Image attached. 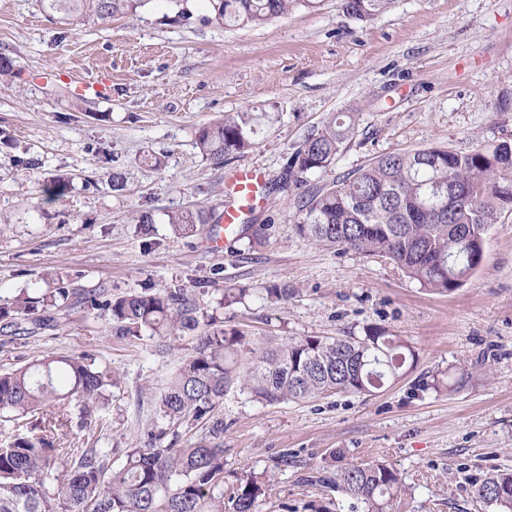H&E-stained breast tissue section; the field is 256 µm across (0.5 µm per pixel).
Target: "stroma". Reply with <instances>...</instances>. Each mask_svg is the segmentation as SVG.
Returning <instances> with one entry per match:
<instances>
[{
  "label": "stroma",
  "instance_id": "35a3bbf8",
  "mask_svg": "<svg viewBox=\"0 0 512 512\" xmlns=\"http://www.w3.org/2000/svg\"><path fill=\"white\" fill-rule=\"evenodd\" d=\"M188 6V23L170 0H150L76 25L39 0H0V55L16 69L0 78V298L45 287L51 273L116 297L207 280L243 289L220 316L246 349L383 328L417 360L379 390L266 403L230 385L214 412L227 481L254 471L269 487L262 512H302L321 496L304 477L340 448L397 469L405 512H496L471 488L512 470V211L489 226L473 277L444 294L384 259L301 237L292 216L300 195L380 156L512 142V0H396L363 22L319 0L254 29L204 24L205 0ZM239 112L252 113L256 141L216 166L195 132ZM344 112L358 125L335 162L283 189L295 150ZM240 167L262 170L267 192L233 240L214 244L205 224L173 230L170 212L223 214ZM115 170L126 176L119 191ZM145 211L155 217L147 236L135 222ZM283 285L288 301L268 302ZM196 341L188 331L125 342L74 308L55 330L0 335V372L46 355L109 364L120 385L98 445L118 465Z\"/></svg>",
  "mask_w": 512,
  "mask_h": 512
}]
</instances>
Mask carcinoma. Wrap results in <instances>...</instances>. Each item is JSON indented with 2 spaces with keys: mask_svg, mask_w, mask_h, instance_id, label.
Masks as SVG:
<instances>
[{
  "mask_svg": "<svg viewBox=\"0 0 512 512\" xmlns=\"http://www.w3.org/2000/svg\"><path fill=\"white\" fill-rule=\"evenodd\" d=\"M79 22H101L134 12L150 0H41ZM207 24L262 26L316 0H208ZM396 0H341L342 11L367 20L390 10ZM357 116L332 119L309 136L287 167L288 182L325 169L356 133ZM247 112L206 124L196 133L200 153L216 166L254 144ZM512 210V143L479 146L469 152L428 147L380 156L333 186L300 196L296 232L317 244L385 258L421 287L440 293L463 286L480 265L478 242L487 225ZM177 232L219 218L197 209L167 214ZM242 300L221 293L212 312L201 308L189 288H143L112 297L101 286L83 293L53 280L44 291L23 289L0 300V332L28 335L54 327L74 307L106 323L110 335L129 342L145 336H177L202 329L193 353L177 368L155 400L156 417L170 425L192 424L213 415L236 381L256 400L307 399L329 393H365L397 380L414 366L416 353L404 340L379 327L362 336H304L248 350L237 365L240 337L228 335L218 310ZM119 379L112 367L85 354L46 356L0 374V417L13 424L0 442V512H261L268 486L251 472L224 488V426L186 448L164 444L166 431L153 426L145 444L122 449L124 462L112 467L110 454L96 448L112 425L101 413ZM81 420L83 445H73L72 415ZM39 416L32 425L31 415ZM57 483L52 492L49 485ZM327 503L311 512H332V494L363 506L362 512H401L402 478L392 466L359 462L332 450L312 478ZM475 500L512 512V470H494L472 489Z\"/></svg>",
  "mask_w": 512,
  "mask_h": 512,
  "instance_id": "cac0c4a2",
  "label": "carcinoma"
}]
</instances>
